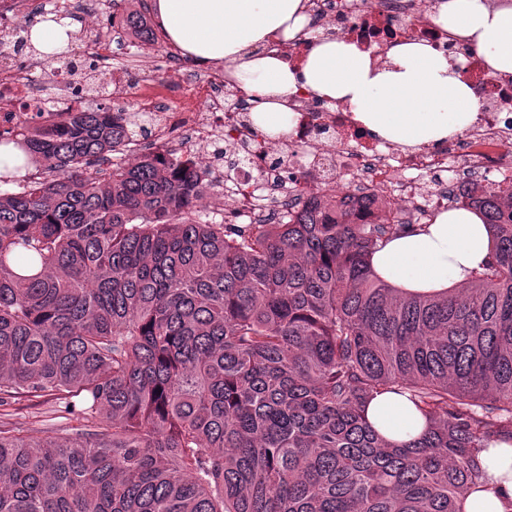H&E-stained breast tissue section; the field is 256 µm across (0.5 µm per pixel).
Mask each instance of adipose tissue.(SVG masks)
<instances>
[{
    "mask_svg": "<svg viewBox=\"0 0 512 512\" xmlns=\"http://www.w3.org/2000/svg\"><path fill=\"white\" fill-rule=\"evenodd\" d=\"M434 20L480 50L493 70L512 73V0H435ZM167 40L200 65L223 66L255 96L251 118L270 139L290 134L288 102L307 91L347 106L355 120L386 142L420 148L447 140L477 119L479 101L459 58L422 42L392 47L383 60L346 39L308 31L305 0H155ZM309 35L303 61L290 65L263 50L272 34ZM495 240L473 210H450L382 241L371 256L376 275L414 294L465 285L492 262ZM365 417L386 440L417 438L425 420L407 395L381 393ZM481 485L465 512H512V445L491 441L482 452Z\"/></svg>",
    "mask_w": 512,
    "mask_h": 512,
    "instance_id": "obj_1",
    "label": "adipose tissue"
}]
</instances>
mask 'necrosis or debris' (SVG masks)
<instances>
[{
	"label": "necrosis or debris",
	"instance_id": "obj_1",
	"mask_svg": "<svg viewBox=\"0 0 512 512\" xmlns=\"http://www.w3.org/2000/svg\"><path fill=\"white\" fill-rule=\"evenodd\" d=\"M108 0H0V131L52 127L74 105L72 89L88 83L86 61L105 67L113 96L130 89L125 68L106 67L111 34L83 28L69 66L56 71V89L43 96L36 79L43 68L17 28L21 12L76 20L104 13ZM309 27L359 43L384 56L404 41H423L464 59V74L479 95L476 122L464 134L435 146L404 148L374 138L339 104L309 93L292 103L291 136L274 141L259 133L248 94L229 87L223 74L182 70L171 62L174 81L162 89L141 88L136 120L152 143H180L185 152L220 176L221 163L233 176L219 190L229 222L265 224L293 215L319 194L371 197L386 203L394 223L422 224L447 209L460 184L496 171L501 186L512 185V129L501 116L512 111V75L490 73L477 50L462 45L433 19V0H307ZM182 100L180 110L171 104Z\"/></svg>",
	"mask_w": 512,
	"mask_h": 512
}]
</instances>
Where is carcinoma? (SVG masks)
I'll use <instances>...</instances> for the list:
<instances>
[{"label":"carcinoma","instance_id":"1","mask_svg":"<svg viewBox=\"0 0 512 512\" xmlns=\"http://www.w3.org/2000/svg\"><path fill=\"white\" fill-rule=\"evenodd\" d=\"M122 117L0 136L25 156L0 175V404L80 401L70 433L0 426V512H465L512 443V192L463 186L450 209L481 213L494 260L407 295L371 269L405 228L362 221L373 201L204 221L194 163L112 161ZM400 390L427 429L392 444L363 408Z\"/></svg>","mask_w":512,"mask_h":512}]
</instances>
